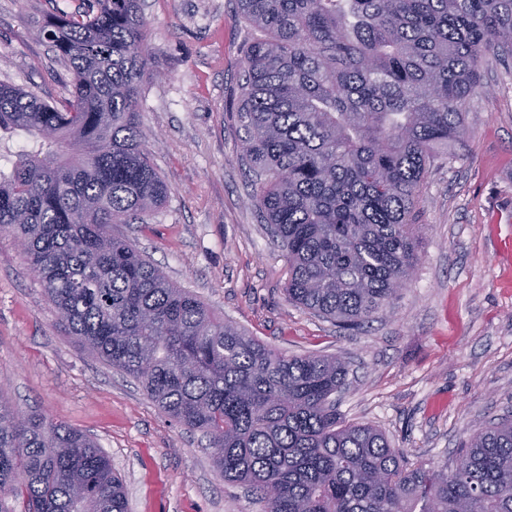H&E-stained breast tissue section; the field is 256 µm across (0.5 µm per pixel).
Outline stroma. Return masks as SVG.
I'll return each instance as SVG.
<instances>
[{"label":"stroma","mask_w":512,"mask_h":512,"mask_svg":"<svg viewBox=\"0 0 512 512\" xmlns=\"http://www.w3.org/2000/svg\"><path fill=\"white\" fill-rule=\"evenodd\" d=\"M58 0H0V82L67 97L39 34ZM154 76L140 87L144 146L171 189L113 231L216 314L289 354L349 364L337 409L413 462L450 456L512 415V57L482 69L463 139L440 147L415 207L418 262L396 299L344 331L291 303L288 263L256 211L233 110L250 27L235 0H144ZM0 392L20 411L89 434L121 476L128 512H265L225 483L206 439L138 382L81 348L14 237L0 232Z\"/></svg>","instance_id":"1"}]
</instances>
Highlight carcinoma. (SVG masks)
<instances>
[{
	"mask_svg": "<svg viewBox=\"0 0 512 512\" xmlns=\"http://www.w3.org/2000/svg\"><path fill=\"white\" fill-rule=\"evenodd\" d=\"M255 31L237 119L255 205L288 262L290 300L359 327L417 262L414 210L437 146L487 56L512 55V0H236ZM141 0H83L42 26L71 74L48 102L0 83V229L60 324L189 431L224 481L266 512H512V419L453 458L413 464L371 424L345 423L349 365L288 356L218 317L112 225L170 188L143 148L150 72ZM126 512L122 479L84 433L0 394V512Z\"/></svg>",
	"mask_w": 512,
	"mask_h": 512,
	"instance_id": "obj_1",
	"label": "carcinoma"
}]
</instances>
